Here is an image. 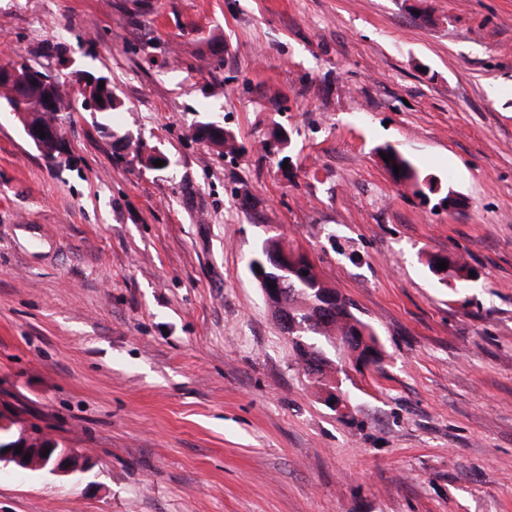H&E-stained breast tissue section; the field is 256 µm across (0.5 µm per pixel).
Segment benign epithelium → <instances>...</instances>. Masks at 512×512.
<instances>
[{
	"label": "benign epithelium",
	"mask_w": 512,
	"mask_h": 512,
	"mask_svg": "<svg viewBox=\"0 0 512 512\" xmlns=\"http://www.w3.org/2000/svg\"><path fill=\"white\" fill-rule=\"evenodd\" d=\"M12 78L23 84H37L47 90L48 100L44 101L46 108L57 104L52 94V89L57 85L58 75L38 70L23 63H14L6 67ZM64 78L72 80L73 85L81 88L84 92V109L88 112H95L99 108L96 97L91 95V90L99 88L102 78L95 77L83 70L74 69ZM104 82V81H102ZM104 89L112 90L109 82H104ZM45 132L46 137H40V132ZM26 138L32 143L41 155L50 161L56 159V154L61 151L63 140L60 127L57 125L36 124L25 128ZM335 388L325 392L324 401L336 413H344L350 406L347 391L342 389V380L334 381ZM14 417L0 415V464H11L26 472H39L50 470L58 475H70L80 468L78 457L64 448H57L55 442L35 433L19 442L12 441V421ZM22 448V452L15 453V449ZM47 456H42V453ZM30 459H25V455Z\"/></svg>",
	"instance_id": "obj_1"
}]
</instances>
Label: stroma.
Here are the masks:
<instances>
[{
	"mask_svg": "<svg viewBox=\"0 0 512 512\" xmlns=\"http://www.w3.org/2000/svg\"><path fill=\"white\" fill-rule=\"evenodd\" d=\"M16 61L170 165L75 91L51 163L0 112V411L87 462L1 464L0 512H512V0H0ZM275 233L377 334L347 414L249 270ZM64 77L66 79H71L74 86H78L84 92V109L88 112H97L99 108V103L96 100V96L91 95L92 89H99V82L104 81V88L102 90H109L111 96L113 95V102L115 105H119L121 100L116 95L114 91H112V87L109 82L103 77H95L83 70L74 69L65 74ZM89 79H92V83H89ZM380 152H383L385 156H391V159H389V163H386L385 160L384 164L387 168V170L391 173L392 177L397 183H401L402 181H406L404 184H410L415 187L420 188L421 186L430 187V184L426 182H415V181H409L414 178H418L420 180H423L425 176L421 177L420 173L416 169V167L412 164V162L406 158L405 156L401 155L397 151H395L393 148L386 146L382 149H380ZM393 164H396L397 166H400L399 174L394 173V167ZM439 260H445L448 264V277L450 278V281H446L445 284L449 288H461L466 282L471 281L472 278H474L470 277V271H473V268L460 259L450 257L433 258L429 260L428 268L432 273L434 264Z\"/></svg>",
	"mask_w": 512,
	"mask_h": 512,
	"instance_id": "obj_1",
	"label": "stroma"
}]
</instances>
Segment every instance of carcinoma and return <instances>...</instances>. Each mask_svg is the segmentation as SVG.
<instances>
[{
    "label": "carcinoma",
    "instance_id": "carcinoma-1",
    "mask_svg": "<svg viewBox=\"0 0 512 512\" xmlns=\"http://www.w3.org/2000/svg\"><path fill=\"white\" fill-rule=\"evenodd\" d=\"M0 108L16 114H25L26 119L33 124H40L46 120L56 122L59 111L45 112L42 101V90L38 87H29L17 91L7 83L0 80ZM383 154L389 156L386 168L398 183L421 178L420 173L412 162L393 148L386 146L381 149ZM400 166L399 173H394V166ZM280 241L273 237L264 239L255 257L249 262V269H254L257 261L266 265L265 276L271 279H284L288 281V288L283 292L284 305L282 311L288 313V323L296 322L302 325L297 331H288V335L295 337L291 341L293 351L296 353L298 363L313 376V382L321 389L330 387V373L335 361L330 354L347 352L349 354L359 350L368 352L373 362H378L381 356L379 341L372 326L362 320L353 312L352 303L347 299L329 306L322 298L323 283L318 273L311 272L305 279H296L291 274L276 265L272 254L279 250ZM448 264V277L450 281L446 286L461 288L470 280L472 268L457 258H446Z\"/></svg>",
    "mask_w": 512,
    "mask_h": 512
}]
</instances>
